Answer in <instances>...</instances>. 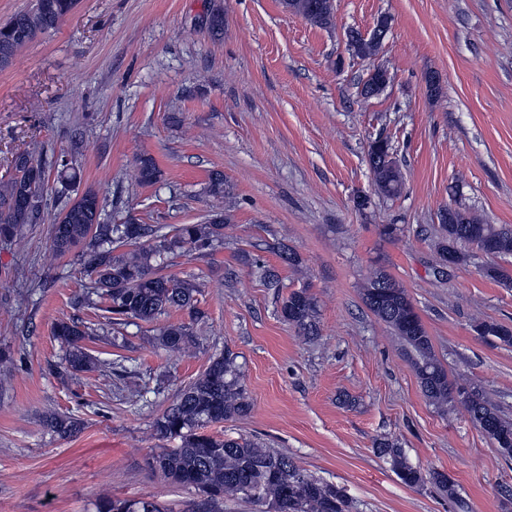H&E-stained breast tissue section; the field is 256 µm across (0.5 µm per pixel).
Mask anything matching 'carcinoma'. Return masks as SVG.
<instances>
[{
	"mask_svg": "<svg viewBox=\"0 0 512 512\" xmlns=\"http://www.w3.org/2000/svg\"><path fill=\"white\" fill-rule=\"evenodd\" d=\"M77 0H35L29 10L13 15L0 24V68L9 66L18 49L46 31L56 28L70 14ZM283 6L315 26L327 28L335 17L334 0H283ZM381 41L360 34H349L353 55L370 57ZM368 164L376 192L398 196L403 188L401 170L387 141L379 139L368 150ZM15 174L0 183V241L20 239L27 225L42 217L43 189L50 175L63 186L77 182L71 161L64 156L51 161L19 154L13 161ZM140 181L153 184L160 171L150 157L139 158ZM103 202L98 193L87 189L67 203L52 225V250L63 255L77 246L85 247L84 269L92 279L94 293L108 300L104 309L109 322L126 325L133 320L152 322L171 309L197 314L199 292L191 279L163 274L170 254L204 251L224 241V228L230 217L215 212L198 224H180L174 234L159 226L106 224ZM441 237L435 243L439 256L437 273L452 262L467 263L469 255L459 244L484 246L498 255L512 254V228L488 224L467 208L450 207L440 214ZM125 248L118 254L116 250ZM367 308L402 339L415 355V371L429 402L446 411L460 404L503 455L512 457V422L504 419L471 382L448 378V371L436 358L431 338L407 290L389 273L378 268L364 285ZM284 321L305 336L316 332L314 298L306 288L291 292L280 308ZM487 334L505 345H512V329L484 322ZM54 336L69 347V352L54 367L58 374L78 373L98 367L95 357L82 346L87 327L72 320L54 324ZM158 345L170 352L183 353L196 345L190 325L169 324L156 337ZM251 403L240 383V366L231 353L216 355L194 381L182 389L154 422L160 438H180L177 448H164L152 456L153 464L171 483L192 488L201 496L198 512H212L224 499H245L263 503L271 512H348V502L338 488L324 484L295 465L288 456L255 443L224 439L208 434L212 423L247 415ZM52 432L70 436L81 428V421L57 415L48 421ZM378 453L387 458L393 470L407 485L424 482L422 471L407 461L402 449L389 442L377 444ZM97 512H162L149 499L107 497L100 500Z\"/></svg>",
	"mask_w": 512,
	"mask_h": 512,
	"instance_id": "carcinoma-1",
	"label": "carcinoma"
}]
</instances>
